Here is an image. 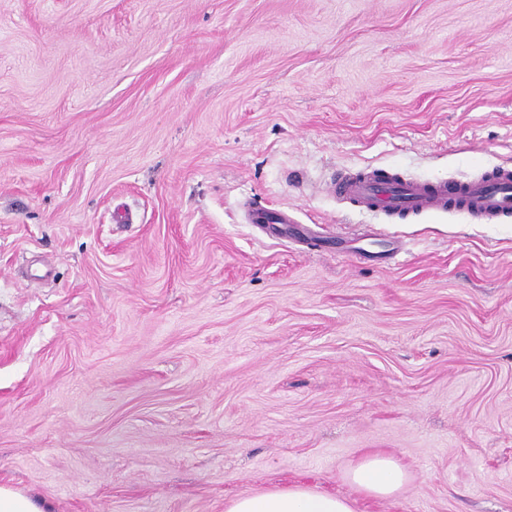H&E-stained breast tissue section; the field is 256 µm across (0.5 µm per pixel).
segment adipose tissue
I'll return each instance as SVG.
<instances>
[{"instance_id":"1","label":"adipose tissue","mask_w":512,"mask_h":512,"mask_svg":"<svg viewBox=\"0 0 512 512\" xmlns=\"http://www.w3.org/2000/svg\"><path fill=\"white\" fill-rule=\"evenodd\" d=\"M350 480L367 495L387 498L401 489L407 474L392 456L371 454L353 467ZM225 512H352V508L345 498L295 485L238 496Z\"/></svg>"}]
</instances>
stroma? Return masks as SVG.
Listing matches in <instances>:
<instances>
[{"mask_svg":"<svg viewBox=\"0 0 512 512\" xmlns=\"http://www.w3.org/2000/svg\"><path fill=\"white\" fill-rule=\"evenodd\" d=\"M493 166L512 0H0V484L50 512L295 484L512 512V219L328 189ZM377 235L394 259L336 249ZM370 453L405 466L393 496L350 482ZM250 224H297L295 218L286 210H266L254 208L249 214Z\"/></svg>","mask_w":512,"mask_h":512,"instance_id":"obj_1","label":"stroma"}]
</instances>
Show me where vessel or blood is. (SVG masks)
Segmentation results:
<instances>
[{"label":"vessel or blood","instance_id":"b4317fda","mask_svg":"<svg viewBox=\"0 0 512 512\" xmlns=\"http://www.w3.org/2000/svg\"><path fill=\"white\" fill-rule=\"evenodd\" d=\"M330 190L349 208L392 221L430 212L464 213L484 223L512 217V169L498 166L465 181L409 179L380 169L340 172Z\"/></svg>","mask_w":512,"mask_h":512}]
</instances>
